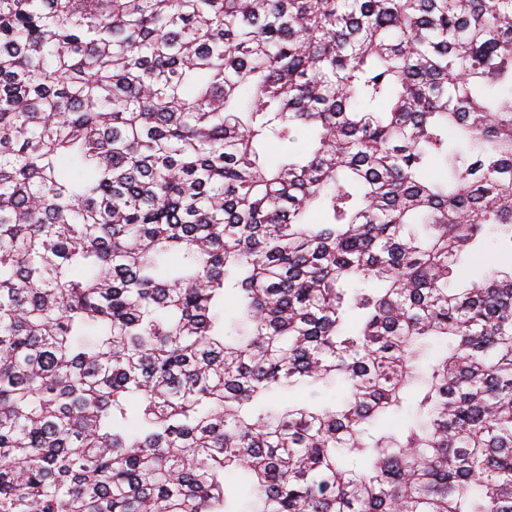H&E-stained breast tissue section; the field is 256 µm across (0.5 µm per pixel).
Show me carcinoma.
I'll return each instance as SVG.
<instances>
[{
  "mask_svg": "<svg viewBox=\"0 0 512 512\" xmlns=\"http://www.w3.org/2000/svg\"><path fill=\"white\" fill-rule=\"evenodd\" d=\"M492 233L512 0H0V512H512ZM334 390L326 389L322 386L297 389L290 392H284L279 395L278 400L281 403H307V404H327L331 402Z\"/></svg>",
  "mask_w": 512,
  "mask_h": 512,
  "instance_id": "obj_1",
  "label": "carcinoma"
}]
</instances>
